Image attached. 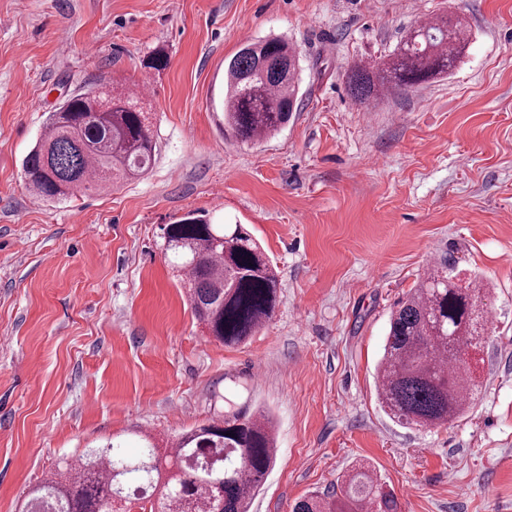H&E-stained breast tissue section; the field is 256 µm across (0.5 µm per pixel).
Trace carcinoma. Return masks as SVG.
<instances>
[{"label":"carcinoma","mask_w":512,"mask_h":512,"mask_svg":"<svg viewBox=\"0 0 512 512\" xmlns=\"http://www.w3.org/2000/svg\"><path fill=\"white\" fill-rule=\"evenodd\" d=\"M466 45V26L458 16L413 27L380 65L351 70L354 97L365 102L389 85L447 75ZM299 73L298 53L287 40L246 42L224 69V131L241 142L277 133L298 108ZM154 156V134L137 97L96 87L50 114L23 168L34 194L61 202L136 179ZM164 244L189 285L194 316L215 339L238 345L272 317L276 266L244 225L212 224L189 213L164 227ZM481 290L476 282L456 283L441 263L397 303L376 368L378 399L389 416L437 427L469 410L475 384L466 352L479 337ZM204 449L224 452L209 474L190 464ZM275 462L269 417L233 413L177 435L162 459L149 434L134 457L111 441L87 448L67 464L65 478H48L33 490L26 512H114L115 497L134 486L144 487L149 512H248ZM293 512H397V501L371 469L358 465L345 476L339 495L311 494Z\"/></svg>","instance_id":"carcinoma-1"}]
</instances>
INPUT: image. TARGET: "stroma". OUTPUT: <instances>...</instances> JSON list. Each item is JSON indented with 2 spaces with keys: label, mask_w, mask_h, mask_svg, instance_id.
Segmentation results:
<instances>
[{
  "label": "stroma",
  "mask_w": 512,
  "mask_h": 512,
  "mask_svg": "<svg viewBox=\"0 0 512 512\" xmlns=\"http://www.w3.org/2000/svg\"><path fill=\"white\" fill-rule=\"evenodd\" d=\"M459 15L447 76L361 103L348 74L422 15ZM288 39L300 103L275 136L224 134V68ZM164 51L162 71L147 57ZM147 84L145 176L66 201L23 161L66 98ZM248 225L274 261L272 317L209 336L165 253L189 212ZM480 278L489 322L469 411L424 428L381 408L389 317L434 263ZM265 411L274 468L250 512H292L371 466L398 512H512V0H0V512L66 460L139 433Z\"/></svg>",
  "instance_id": "1"
}]
</instances>
